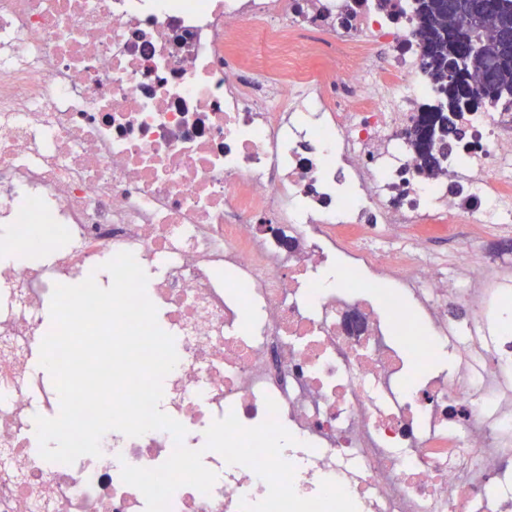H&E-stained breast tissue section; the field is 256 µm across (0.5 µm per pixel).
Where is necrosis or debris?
I'll list each match as a JSON object with an SVG mask.
<instances>
[{"instance_id":"necrosis-or-debris-1","label":"necrosis or debris","mask_w":512,"mask_h":512,"mask_svg":"<svg viewBox=\"0 0 512 512\" xmlns=\"http://www.w3.org/2000/svg\"><path fill=\"white\" fill-rule=\"evenodd\" d=\"M413 0H0V512H146L122 464L164 430L44 460L35 415L55 285L134 254L179 361L161 409L217 480L170 512H239L266 483L206 449L265 401L296 439L294 489L357 512H512V96L437 105ZM444 230L460 262L429 246ZM47 262L16 265L29 248ZM417 143L421 147L422 167L428 172H435L440 169V158L436 152L431 150L434 141L435 128L434 121L430 118L424 120L414 131Z\"/></svg>"}]
</instances>
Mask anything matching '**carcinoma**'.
<instances>
[{
	"instance_id": "1",
	"label": "carcinoma",
	"mask_w": 512,
	"mask_h": 512,
	"mask_svg": "<svg viewBox=\"0 0 512 512\" xmlns=\"http://www.w3.org/2000/svg\"><path fill=\"white\" fill-rule=\"evenodd\" d=\"M414 12L420 39L421 60L433 82L444 97L436 107L439 112L459 111L460 91L471 89L470 81L479 79L487 96L512 95V47L501 42L503 29H512V0H480L485 23L479 33L450 21V14L464 7L469 0H415ZM461 59L456 85H448V57ZM421 147L422 167L428 172L440 169V159L447 152L431 150L434 141V121L424 120L414 131Z\"/></svg>"
}]
</instances>
